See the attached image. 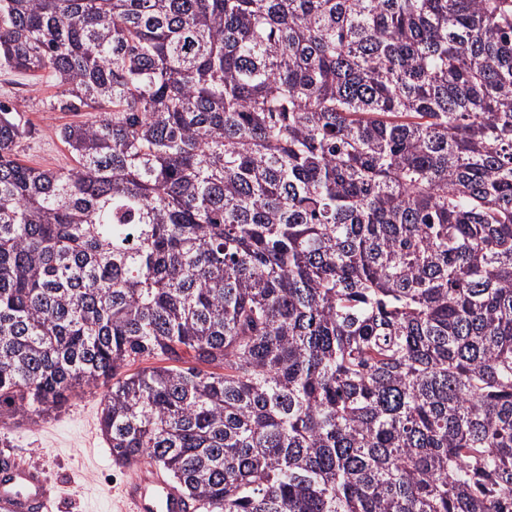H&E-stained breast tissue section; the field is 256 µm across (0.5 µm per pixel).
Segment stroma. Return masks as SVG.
<instances>
[{
  "instance_id": "stroma-1",
  "label": "stroma",
  "mask_w": 512,
  "mask_h": 512,
  "mask_svg": "<svg viewBox=\"0 0 512 512\" xmlns=\"http://www.w3.org/2000/svg\"><path fill=\"white\" fill-rule=\"evenodd\" d=\"M58 89L23 73L0 72V101L18 112L28 129L15 149L20 163L63 169L74 159L57 137L59 128L86 121L87 113L50 110ZM102 392L73 395L38 424L0 425V450L40 465L55 486L54 512H120L118 492L131 469L114 462L101 434Z\"/></svg>"
}]
</instances>
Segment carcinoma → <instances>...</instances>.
Returning a JSON list of instances; mask_svg holds the SVG:
<instances>
[{"mask_svg": "<svg viewBox=\"0 0 512 512\" xmlns=\"http://www.w3.org/2000/svg\"><path fill=\"white\" fill-rule=\"evenodd\" d=\"M2 70L93 116L41 169L0 103V425L101 388L205 512H512V0H0Z\"/></svg>", "mask_w": 512, "mask_h": 512, "instance_id": "obj_1", "label": "carcinoma"}]
</instances>
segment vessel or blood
Here are the masks:
<instances>
[{
  "instance_id": "1",
  "label": "vessel or blood",
  "mask_w": 512,
  "mask_h": 512,
  "mask_svg": "<svg viewBox=\"0 0 512 512\" xmlns=\"http://www.w3.org/2000/svg\"><path fill=\"white\" fill-rule=\"evenodd\" d=\"M124 512H193L179 486L155 467L136 466L122 490ZM54 489L44 470L0 452V512H51Z\"/></svg>"
}]
</instances>
